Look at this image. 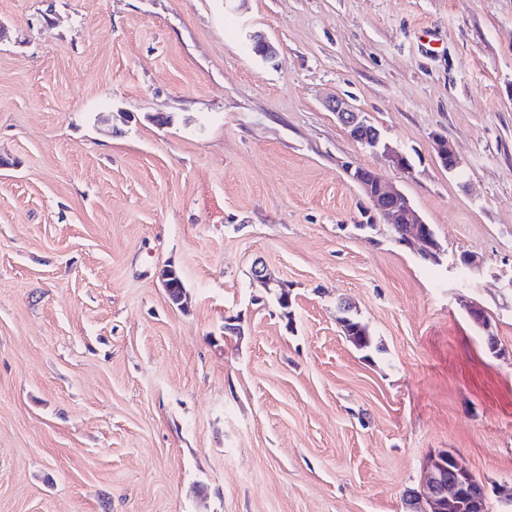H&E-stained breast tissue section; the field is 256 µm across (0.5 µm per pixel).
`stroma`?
Returning a JSON list of instances; mask_svg holds the SVG:
<instances>
[{
    "label": "stroma",
    "instance_id": "35a3bbf8",
    "mask_svg": "<svg viewBox=\"0 0 512 512\" xmlns=\"http://www.w3.org/2000/svg\"><path fill=\"white\" fill-rule=\"evenodd\" d=\"M0 158V512H414L446 449L512 512V0H0ZM328 106L332 112H336L338 120L349 132L353 141L374 154H380L401 170L410 168L408 158L383 139L381 132L375 129V125L367 119L364 113L356 112L345 101L338 98L330 102ZM366 172V174H365ZM347 173L351 180L362 190L368 200L370 212H374L386 219L392 226L399 243L406 242L407 233L401 224H416L409 236L412 244H418L421 253L438 249L436 235L431 224H427L428 233L423 230L427 227L416 214L409 198L397 189L384 186L375 173L367 167H349ZM424 224V225H421ZM436 241H433L432 238ZM254 276L256 277V280L263 284L269 295L273 296L281 304H284L285 302L289 303V287L287 283L267 274V270H264V267H255ZM349 325L341 324L343 334L348 342L358 351L369 352L374 348V338L368 324L357 316L348 314Z\"/></svg>",
    "mask_w": 512,
    "mask_h": 512
}]
</instances>
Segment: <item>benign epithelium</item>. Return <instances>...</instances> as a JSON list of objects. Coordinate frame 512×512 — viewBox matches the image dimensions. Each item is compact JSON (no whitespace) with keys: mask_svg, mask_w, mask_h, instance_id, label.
I'll list each match as a JSON object with an SVG mask.
<instances>
[{"mask_svg":"<svg viewBox=\"0 0 512 512\" xmlns=\"http://www.w3.org/2000/svg\"><path fill=\"white\" fill-rule=\"evenodd\" d=\"M329 108L336 113L353 141L372 153L381 155L401 170L410 168L408 158L383 139L381 132L375 129V125L364 113L355 111L341 99L330 102ZM433 142L441 164L450 170L457 168L459 161L448 139L436 134L433 136ZM347 173L362 190L369 202L370 211L391 224L416 225L410 240L419 246L420 252L427 253L438 249L437 242L423 230V221L405 194L383 185L367 167L351 166ZM254 276L263 284L266 292L277 301L282 304L289 301L287 283L272 277L262 268H254ZM414 498L427 505L425 512H459L465 500L476 512H483L482 506L486 505L488 491L485 485L473 478L472 472L463 460L447 450L429 460L420 489L414 492Z\"/></svg>","mask_w":512,"mask_h":512,"instance_id":"7a95c632","label":"benign epithelium"}]
</instances>
